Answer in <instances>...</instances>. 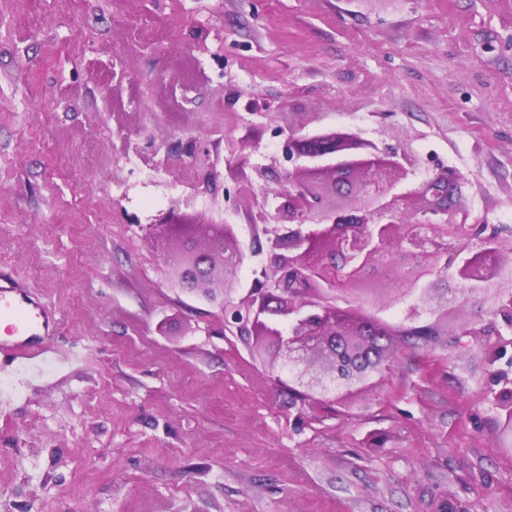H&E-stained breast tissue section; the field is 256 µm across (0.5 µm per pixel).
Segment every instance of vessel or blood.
<instances>
[{"label":"vessel or blood","mask_w":512,"mask_h":512,"mask_svg":"<svg viewBox=\"0 0 512 512\" xmlns=\"http://www.w3.org/2000/svg\"><path fill=\"white\" fill-rule=\"evenodd\" d=\"M10 311L18 321L8 338L0 340V349L10 352L21 366L39 368L50 363L60 368L72 364L71 355L54 349L48 338L58 328L55 311L28 289L17 286L0 289V313Z\"/></svg>","instance_id":"vessel-or-blood-1"}]
</instances>
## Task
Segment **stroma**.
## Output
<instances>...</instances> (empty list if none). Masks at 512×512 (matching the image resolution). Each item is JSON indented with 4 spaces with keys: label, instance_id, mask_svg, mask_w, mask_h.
Returning a JSON list of instances; mask_svg holds the SVG:
<instances>
[{
    "label": "stroma",
    "instance_id": "stroma-1",
    "mask_svg": "<svg viewBox=\"0 0 512 512\" xmlns=\"http://www.w3.org/2000/svg\"><path fill=\"white\" fill-rule=\"evenodd\" d=\"M281 112L408 142L413 180L456 169L471 221L512 229V0H0V274L76 358L28 380L0 356V512H512V323L449 306L322 401L170 282L212 222L232 302L265 283Z\"/></svg>",
    "mask_w": 512,
    "mask_h": 512
}]
</instances>
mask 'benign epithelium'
<instances>
[{
    "mask_svg": "<svg viewBox=\"0 0 512 512\" xmlns=\"http://www.w3.org/2000/svg\"><path fill=\"white\" fill-rule=\"evenodd\" d=\"M296 165L281 203L263 225L271 274L236 313L237 333L270 339L288 372L310 394H348L386 369L391 333L358 307L410 298L412 311L448 319V301L466 304L481 282L491 307L512 314V234L469 222L448 205L462 177L448 169L409 180L410 146L384 151L352 133L293 138ZM340 202L328 205L330 193ZM290 228L282 231V226ZM206 247L171 268L172 282L224 306L242 260L233 225L209 224ZM479 248L461 256L463 243ZM402 267L398 294L370 276L384 261Z\"/></svg>",
    "mask_w": 512,
    "mask_h": 512,
    "instance_id": "7a95c632",
    "label": "benign epithelium"
}]
</instances>
